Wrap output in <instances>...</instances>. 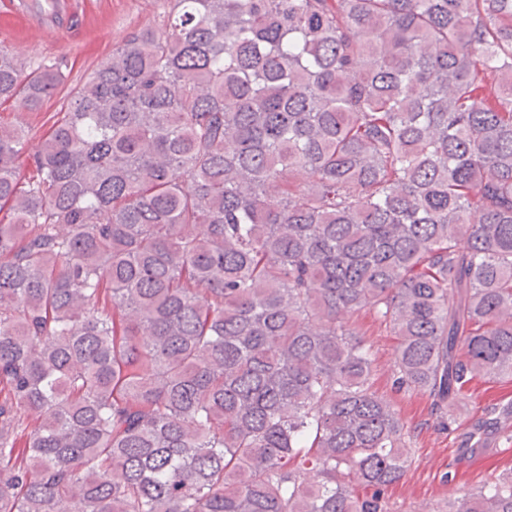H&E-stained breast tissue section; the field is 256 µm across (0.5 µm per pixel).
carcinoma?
Instances as JSON below:
<instances>
[{"label": "carcinoma", "mask_w": 512, "mask_h": 512, "mask_svg": "<svg viewBox=\"0 0 512 512\" xmlns=\"http://www.w3.org/2000/svg\"><path fill=\"white\" fill-rule=\"evenodd\" d=\"M165 2L0 122V512H401L351 318L444 420L512 379V0Z\"/></svg>", "instance_id": "1"}]
</instances>
